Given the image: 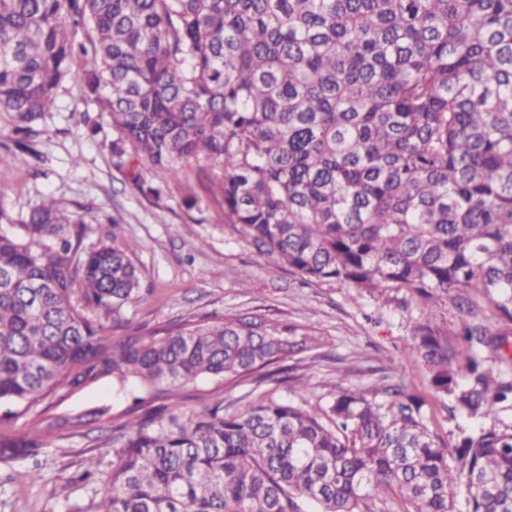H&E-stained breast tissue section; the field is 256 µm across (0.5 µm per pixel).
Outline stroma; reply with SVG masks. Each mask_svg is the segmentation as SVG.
Instances as JSON below:
<instances>
[{
    "instance_id": "1",
    "label": "stroma",
    "mask_w": 512,
    "mask_h": 512,
    "mask_svg": "<svg viewBox=\"0 0 512 512\" xmlns=\"http://www.w3.org/2000/svg\"><path fill=\"white\" fill-rule=\"evenodd\" d=\"M85 60L75 61L72 73L59 85L55 106L39 120L35 154L0 147V209L21 223L44 197L53 196L62 208L83 215L94 231L87 248L118 241L135 245L142 298L124 312L133 323L156 327L179 320L229 315L262 316L316 335V349L285 360L287 377L260 388L249 382L199 378L183 384L185 405L200 411L245 394L254 399L289 401L322 415L337 390H368L404 380L422 402L430 431L453 443L468 420L450 415L447 398L436 392L424 366L411 352V323L421 300H406L393 288L353 291L333 281L306 283L287 266L259 255L236 227L227 224L224 206L196 174L175 181L143 162L119 168L112 157L116 133L110 119L96 115V134L81 120L87 104L79 75ZM160 185L154 200L131 185L135 175ZM194 205H186V198ZM248 284H241V277ZM132 403L128 393L102 381L81 390L50 395L44 406L7 418L0 415V439L15 440L12 449L0 447V512H91L105 495L104 482L87 485L79 474L90 455L100 456L102 472L112 469V451L100 439L97 424L42 448L38 457L26 456L18 446L53 417L78 415L107 407L113 415ZM42 479H29L33 470ZM67 486L62 498L54 490Z\"/></svg>"
}]
</instances>
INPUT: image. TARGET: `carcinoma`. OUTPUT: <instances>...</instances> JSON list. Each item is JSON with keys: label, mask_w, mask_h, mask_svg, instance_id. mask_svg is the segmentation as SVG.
Segmentation results:
<instances>
[{"label": "carcinoma", "mask_w": 512, "mask_h": 512, "mask_svg": "<svg viewBox=\"0 0 512 512\" xmlns=\"http://www.w3.org/2000/svg\"><path fill=\"white\" fill-rule=\"evenodd\" d=\"M80 57L118 165L131 150L178 179L196 163L260 254L419 297L412 352L473 423L450 460L396 386L334 396L326 423L246 395L184 409L186 382L258 388L315 345L259 316L123 324L131 246L85 250L90 225L52 198L22 224L0 209V405L106 377L145 394L121 423L92 413L115 457L94 512H512V0H0L16 149Z\"/></svg>", "instance_id": "carcinoma-1"}]
</instances>
